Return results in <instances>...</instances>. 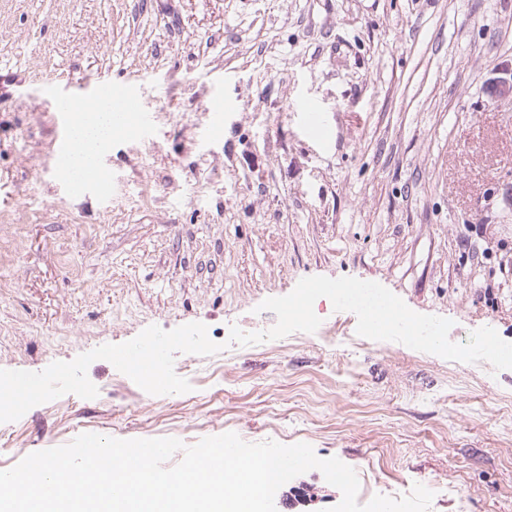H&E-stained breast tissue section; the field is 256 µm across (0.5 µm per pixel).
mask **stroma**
<instances>
[{
  "instance_id": "35a3bbf8",
  "label": "stroma",
  "mask_w": 512,
  "mask_h": 512,
  "mask_svg": "<svg viewBox=\"0 0 512 512\" xmlns=\"http://www.w3.org/2000/svg\"><path fill=\"white\" fill-rule=\"evenodd\" d=\"M0 369L39 372L150 325L223 344L177 354L191 392L154 396L105 360L99 394L0 423V471L83 433L225 432L306 443L377 493L430 512H512V369L357 334L321 300L317 332L260 310L310 276L368 277L413 311L512 342V0H0ZM140 86L146 135H119L102 181L71 194L44 163L40 84ZM223 101L224 135L210 109ZM316 102L322 137L301 109ZM312 470L276 512H326Z\"/></svg>"
}]
</instances>
